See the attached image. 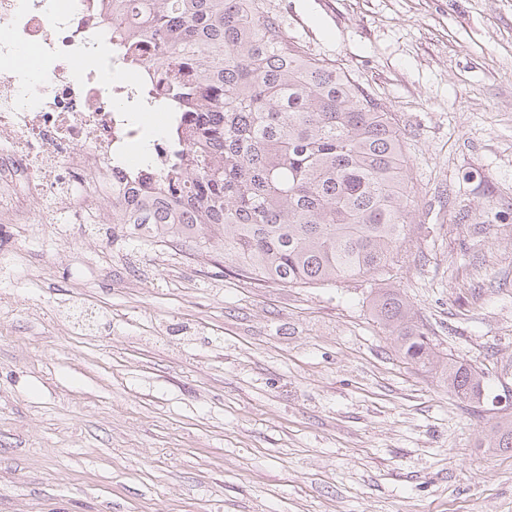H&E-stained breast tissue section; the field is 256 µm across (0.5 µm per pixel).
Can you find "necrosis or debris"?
<instances>
[{
    "instance_id": "1",
    "label": "necrosis or debris",
    "mask_w": 512,
    "mask_h": 512,
    "mask_svg": "<svg viewBox=\"0 0 512 512\" xmlns=\"http://www.w3.org/2000/svg\"><path fill=\"white\" fill-rule=\"evenodd\" d=\"M125 0H0V223L104 224L113 194L137 172L129 148L150 139L154 164L167 154L169 128L146 133L125 90L149 72L119 80L109 49L108 4ZM33 53L36 76H21Z\"/></svg>"
}]
</instances>
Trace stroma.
Returning <instances> with one entry per match:
<instances>
[{"mask_svg": "<svg viewBox=\"0 0 512 512\" xmlns=\"http://www.w3.org/2000/svg\"><path fill=\"white\" fill-rule=\"evenodd\" d=\"M404 137L387 272L256 285L214 241L11 224L0 247V512H512V0H272ZM410 303L411 363L372 313ZM79 300L73 332L59 308ZM485 377L448 390L449 360ZM372 308L406 360L415 364L430 363L434 352L429 338L415 321L416 314L406 300L393 290L381 288L373 299ZM483 448L512 451V418H500L485 434Z\"/></svg>", "mask_w": 512, "mask_h": 512, "instance_id": "35a3bbf8", "label": "stroma"}]
</instances>
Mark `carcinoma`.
<instances>
[{
    "label": "carcinoma",
    "instance_id": "obj_1",
    "mask_svg": "<svg viewBox=\"0 0 512 512\" xmlns=\"http://www.w3.org/2000/svg\"><path fill=\"white\" fill-rule=\"evenodd\" d=\"M112 38L130 67L151 44L156 105L197 114L187 135L173 131L169 160L112 202V223L218 239L258 285H332L393 262L414 203L402 132L336 64L288 39L271 0H130ZM372 308L406 360L433 359L398 293L379 289ZM448 389L478 399L483 375L450 359ZM484 447L512 451V418Z\"/></svg>",
    "mask_w": 512,
    "mask_h": 512
}]
</instances>
